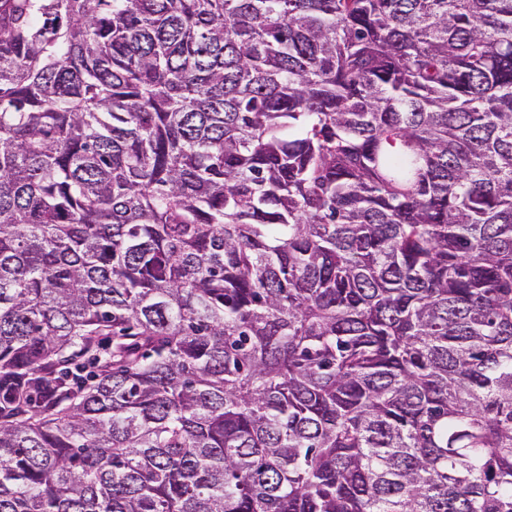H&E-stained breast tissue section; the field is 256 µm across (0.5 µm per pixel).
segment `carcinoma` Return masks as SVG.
Wrapping results in <instances>:
<instances>
[{
  "instance_id": "1",
  "label": "carcinoma",
  "mask_w": 512,
  "mask_h": 512,
  "mask_svg": "<svg viewBox=\"0 0 512 512\" xmlns=\"http://www.w3.org/2000/svg\"><path fill=\"white\" fill-rule=\"evenodd\" d=\"M0 512H512V0H0Z\"/></svg>"
}]
</instances>
